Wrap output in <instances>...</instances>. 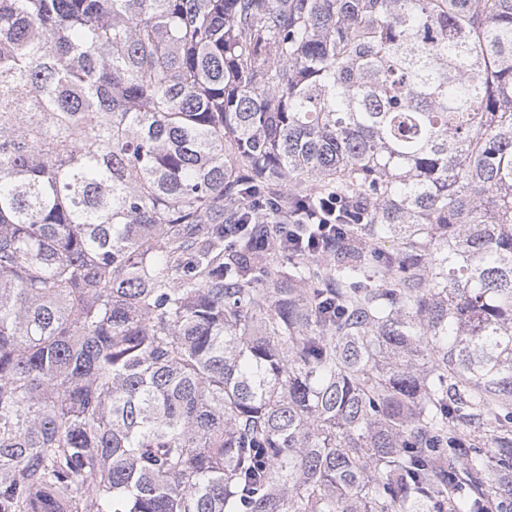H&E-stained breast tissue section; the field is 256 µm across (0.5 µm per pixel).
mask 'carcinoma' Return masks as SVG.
Returning <instances> with one entry per match:
<instances>
[{"label": "carcinoma", "mask_w": 512, "mask_h": 512, "mask_svg": "<svg viewBox=\"0 0 512 512\" xmlns=\"http://www.w3.org/2000/svg\"><path fill=\"white\" fill-rule=\"evenodd\" d=\"M0 512H512V0H0Z\"/></svg>", "instance_id": "cac0c4a2"}]
</instances>
